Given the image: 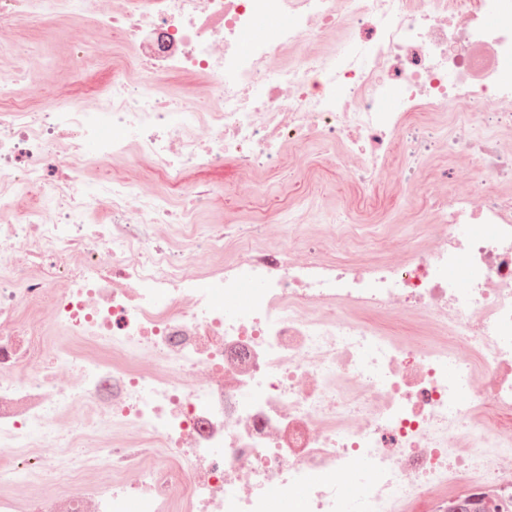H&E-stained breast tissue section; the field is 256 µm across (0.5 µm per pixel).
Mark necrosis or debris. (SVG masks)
Segmentation results:
<instances>
[{"mask_svg":"<svg viewBox=\"0 0 512 512\" xmlns=\"http://www.w3.org/2000/svg\"><path fill=\"white\" fill-rule=\"evenodd\" d=\"M90 15L68 63L106 92L20 94L21 28ZM0 49V512L512 508V0H0ZM316 143L426 191L398 259L338 260L306 198L265 241L135 176L231 159L261 194ZM109 75L104 71L89 69L74 81V94L80 101H91L109 82Z\"/></svg>","mask_w":512,"mask_h":512,"instance_id":"obj_1","label":"necrosis or debris"}]
</instances>
